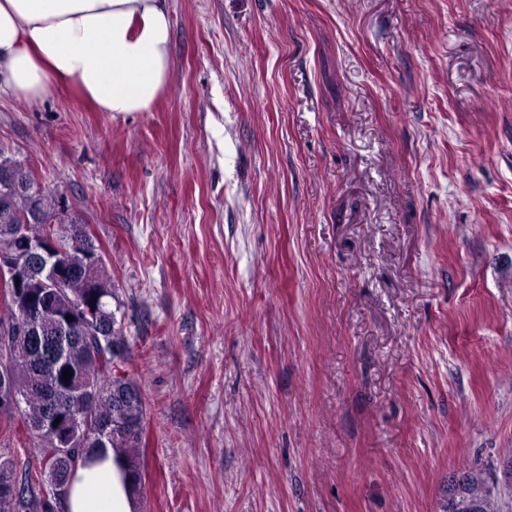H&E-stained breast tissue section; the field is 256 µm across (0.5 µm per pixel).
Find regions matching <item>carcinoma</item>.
Instances as JSON below:
<instances>
[{
	"label": "carcinoma",
	"instance_id": "cac0c4a2",
	"mask_svg": "<svg viewBox=\"0 0 512 512\" xmlns=\"http://www.w3.org/2000/svg\"><path fill=\"white\" fill-rule=\"evenodd\" d=\"M0 159L10 163L13 180L33 187L38 181L33 171L21 162L0 154ZM43 207L47 222L31 224L32 237L47 233L57 236L64 249L65 262L74 270H81L85 263V248L89 240L81 232L82 220L73 215L69 220H54L58 201L56 194L37 196L32 193L17 196L10 202V215L0 211L1 224H20L30 202ZM114 293L112 282L102 274L93 280L80 275L71 277L68 291L57 295L44 307L43 316L54 322L69 313L74 300L81 299L96 306L92 318L80 325L82 335L75 337L68 348L66 361L43 370L38 364L39 349L28 337H17L14 329L22 321L25 311L12 301L6 310H0V365L7 368L12 388L24 395V404L9 411L13 418L10 431L21 429L25 440L37 443L44 469L17 475L13 461L0 457V500L12 501L8 511L0 512H50L42 496V486L51 477L69 484L78 465L93 461L103 448H73L68 453L58 452L47 434H36L32 426L44 416V392L53 389L62 392L61 412L79 421L75 438L80 440L88 433V423L97 420H114L128 426L127 433L110 440L115 460L127 475L136 493L143 488V471L139 449L143 447L146 404L136 379L125 369L128 343L116 311L112 310ZM71 368L96 391L93 398L73 394L63 380V370ZM468 482L461 486L458 495L476 504L474 512H500L497 497L483 472L467 471Z\"/></svg>",
	"mask_w": 512,
	"mask_h": 512
}]
</instances>
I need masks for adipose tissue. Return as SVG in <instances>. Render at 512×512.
Returning a JSON list of instances; mask_svg holds the SVG:
<instances>
[{"label": "adipose tissue", "instance_id": "adipose-tissue-1", "mask_svg": "<svg viewBox=\"0 0 512 512\" xmlns=\"http://www.w3.org/2000/svg\"><path fill=\"white\" fill-rule=\"evenodd\" d=\"M168 0H0V83L29 103L74 83L103 112H147L170 74ZM66 512H139L111 453L78 466Z\"/></svg>", "mask_w": 512, "mask_h": 512}]
</instances>
